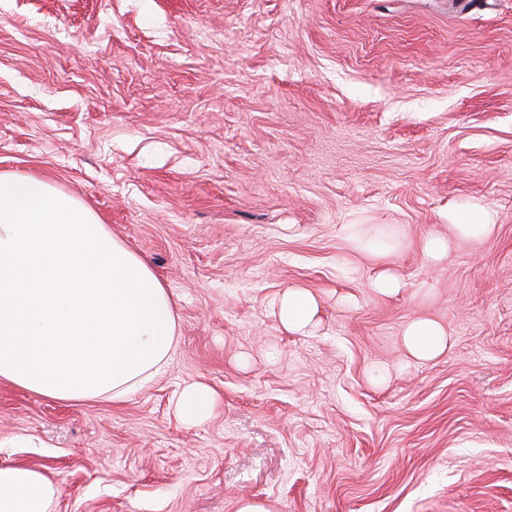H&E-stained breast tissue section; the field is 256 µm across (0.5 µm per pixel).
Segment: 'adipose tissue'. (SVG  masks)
<instances>
[{
    "label": "adipose tissue",
    "mask_w": 512,
    "mask_h": 512,
    "mask_svg": "<svg viewBox=\"0 0 512 512\" xmlns=\"http://www.w3.org/2000/svg\"><path fill=\"white\" fill-rule=\"evenodd\" d=\"M315 309L304 288L276 300L291 331L305 330ZM177 340L173 300L145 260L72 196L0 175V381L60 401H117L163 370ZM403 341L424 361L448 336L418 318ZM55 492L41 470L0 467V512H47Z\"/></svg>",
    "instance_id": "adipose-tissue-1"
}]
</instances>
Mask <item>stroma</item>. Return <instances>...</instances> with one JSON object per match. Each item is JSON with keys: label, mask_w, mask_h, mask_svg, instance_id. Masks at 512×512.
Returning a JSON list of instances; mask_svg holds the SVG:
<instances>
[{"label": "stroma", "mask_w": 512, "mask_h": 512, "mask_svg": "<svg viewBox=\"0 0 512 512\" xmlns=\"http://www.w3.org/2000/svg\"><path fill=\"white\" fill-rule=\"evenodd\" d=\"M0 174L74 197L178 315L122 400L0 381V466L48 512H512V0H0ZM469 204L490 237L449 235ZM275 306L279 321L290 331L305 330L316 309L313 294L304 288L283 293L277 298ZM448 334L437 322L418 318L407 323L403 341L408 354L417 360H430L448 345ZM215 400L214 392L208 387L199 384L187 385L176 402V409L185 420L200 421L211 414ZM55 493L41 470L25 465L0 467V512H47Z\"/></svg>", "instance_id": "1"}]
</instances>
